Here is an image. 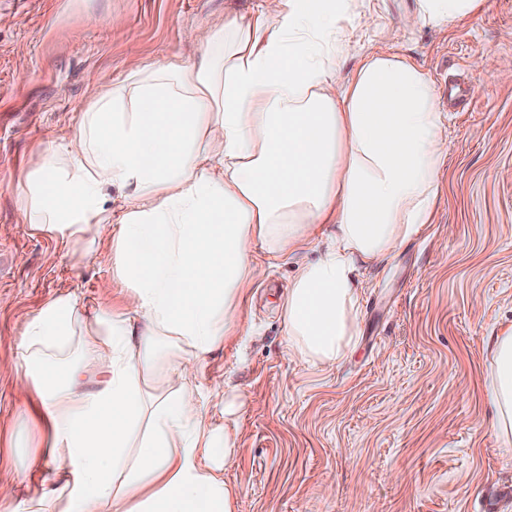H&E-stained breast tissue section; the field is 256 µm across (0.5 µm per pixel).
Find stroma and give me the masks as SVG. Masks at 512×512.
Instances as JSON below:
<instances>
[{
    "label": "stroma",
    "instance_id": "stroma-1",
    "mask_svg": "<svg viewBox=\"0 0 512 512\" xmlns=\"http://www.w3.org/2000/svg\"><path fill=\"white\" fill-rule=\"evenodd\" d=\"M263 0H0V362L25 321L62 293L85 315L119 300L109 233L80 247L17 227L26 173L79 124L93 90L136 64L195 58L186 29L250 17ZM416 0H358L340 64L392 50L433 80L448 116L429 224L363 269L354 348L336 366L288 352L282 308L304 247L272 260L241 308L245 335L207 354L197 392L235 448V512H512V455L489 424L491 338L512 328V0L447 30L410 26ZM123 16L114 27L113 15ZM510 59L485 77L482 56ZM0 376V480L18 498L45 476L46 433ZM236 394L232 418L224 397Z\"/></svg>",
    "mask_w": 512,
    "mask_h": 512
}]
</instances>
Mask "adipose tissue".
<instances>
[{
  "label": "adipose tissue",
  "instance_id": "1",
  "mask_svg": "<svg viewBox=\"0 0 512 512\" xmlns=\"http://www.w3.org/2000/svg\"><path fill=\"white\" fill-rule=\"evenodd\" d=\"M483 0H418L411 21L446 29ZM350 0H265L192 29L199 62L137 66L94 92L75 131L27 173L26 232L77 245L112 229L120 302L84 317L76 295L46 302L9 366L49 448L42 494L8 512H234L227 426L195 396L204 357L240 330L239 306L270 257L323 239L283 306L292 353L337 364L356 334L358 264L429 223L446 156L444 116L423 68L362 57L342 80ZM129 193L119 210L104 189ZM334 233L322 235L323 225ZM484 388L512 447V332L495 337Z\"/></svg>",
  "mask_w": 512,
  "mask_h": 512
}]
</instances>
